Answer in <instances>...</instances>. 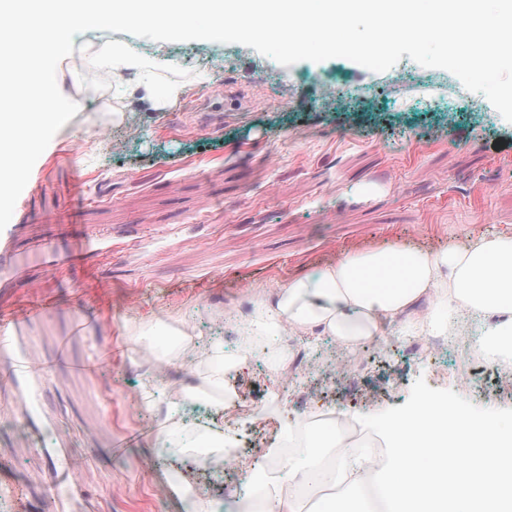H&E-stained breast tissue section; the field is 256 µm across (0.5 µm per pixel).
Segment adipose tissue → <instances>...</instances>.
<instances>
[{
    "mask_svg": "<svg viewBox=\"0 0 512 512\" xmlns=\"http://www.w3.org/2000/svg\"><path fill=\"white\" fill-rule=\"evenodd\" d=\"M424 298L448 318L460 307L488 315L480 350L512 357V237L452 243L432 253L395 244L346 255L282 289L277 312L294 329L336 337L353 349L378 336L383 321L410 313ZM409 415L398 412L375 423L396 453L386 470L371 473V452L345 446L336 451V465L322 469L323 445L334 435L327 428L310 437L304 456L289 461V484L306 488L311 512H369L359 490L373 476L386 489V512H416L414 491L432 481L448 456L449 439L465 444L480 435L491 442L480 470L459 488L455 509L442 505L436 512H485L476 486L512 467V409L490 407L477 417L458 408L445 422L416 432L405 427ZM325 486L336 487V496L321 497Z\"/></svg>",
    "mask_w": 512,
    "mask_h": 512,
    "instance_id": "adipose-tissue-1",
    "label": "adipose tissue"
}]
</instances>
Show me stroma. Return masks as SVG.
Here are the masks:
<instances>
[{
  "mask_svg": "<svg viewBox=\"0 0 512 512\" xmlns=\"http://www.w3.org/2000/svg\"><path fill=\"white\" fill-rule=\"evenodd\" d=\"M107 42L140 67L103 57ZM73 45L56 79L79 111L16 202L4 260L21 276L0 285V316L40 372L52 425L33 432L24 395L0 385V512H53L52 448L70 453L80 512H184L173 470L206 505L231 502L286 425L339 404L372 418L424 393L512 406V362L459 376L451 326L410 333L409 319L432 318L429 302L354 350L285 324L273 338L256 319L257 302L275 320L281 289L347 254L512 236V123L485 96L406 56L375 73L345 58L284 67L238 43L110 31ZM93 66L108 83L87 81ZM219 85L224 121L199 128L188 107ZM90 228L107 237L94 269L49 266V253H82ZM164 325L188 334L170 359L156 345ZM245 333L303 354L305 379L289 388L272 377L274 358L237 360ZM219 351L233 359L230 416L181 409ZM190 428L251 449L222 472L158 452L161 434Z\"/></svg>",
  "mask_w": 512,
  "mask_h": 512,
  "instance_id": "1",
  "label": "stroma"
}]
</instances>
